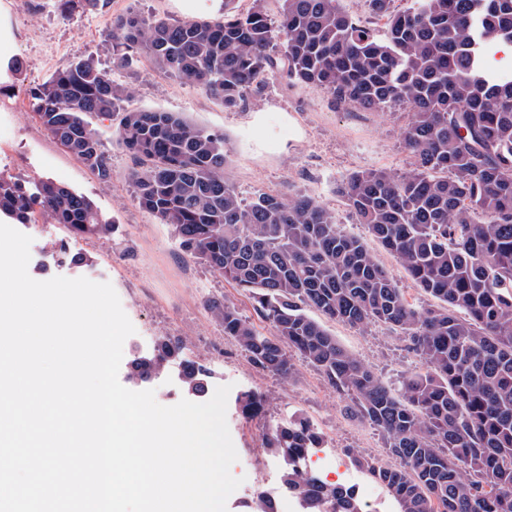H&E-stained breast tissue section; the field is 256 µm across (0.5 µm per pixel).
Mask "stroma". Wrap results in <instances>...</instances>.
<instances>
[{"label":"stroma","mask_w":512,"mask_h":512,"mask_svg":"<svg viewBox=\"0 0 512 512\" xmlns=\"http://www.w3.org/2000/svg\"><path fill=\"white\" fill-rule=\"evenodd\" d=\"M220 7L221 0H195L189 11L182 9L181 0H107L99 10L65 17L56 0H0V25L11 36L9 55L0 57V174L31 190L46 178L65 185L92 200L102 219L113 226L107 237L81 239L41 216L20 225V232L33 239L28 272L39 281L85 277L113 285L135 327L124 342L120 376H127L134 354L150 352L158 338L171 336L182 340L184 359L210 370L208 391L228 385L236 394L246 389L263 393L267 406L262 416L246 419L235 408L227 410L238 453L232 475L279 495L285 465L266 453L263 433L268 422L302 416L317 427L325 450L339 461L340 473L324 472V479L373 487L375 499L391 506L386 490L371 486L351 460L354 451L381 458L385 450L377 431L345 415V398L298 358L289 382L255 370L225 337L211 301L234 299L248 317L253 314L251 305L222 276L190 259L171 227L139 206L129 178L136 163L116 143L118 117L89 119L112 159V176L105 181L57 144L34 119L31 108L3 109L4 103L28 93L72 61L91 55L111 68L107 35L115 16L140 13L168 20H209L218 16ZM17 59L22 71H8V63ZM112 77L134 88V106L175 112L223 135L227 175L242 197L262 192L309 195L346 231L360 237L366 231L340 193L342 182L357 171L403 172L409 167L404 143L408 116L403 110L381 113L340 106L323 90L278 76L269 78L246 104L227 109L198 88L164 74L145 55L133 69L113 70ZM80 254L93 256V264L74 263ZM325 326L345 349L387 380H397L419 364L403 339L386 327L358 329L331 320Z\"/></svg>","instance_id":"stroma-1"}]
</instances>
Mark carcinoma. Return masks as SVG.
<instances>
[{"label": "carcinoma", "instance_id": "1", "mask_svg": "<svg viewBox=\"0 0 512 512\" xmlns=\"http://www.w3.org/2000/svg\"><path fill=\"white\" fill-rule=\"evenodd\" d=\"M224 0L211 20L169 22L119 15L108 37L119 68L148 55L163 72L235 108L266 78L327 91L374 112L403 109L412 168L351 174L341 193L359 223L438 300L417 307L365 242L313 198L260 193L244 199L224 178V138L173 112L131 105L134 90L92 56L29 91L32 110L67 152L108 180L111 164L88 115H120L117 144L136 160L139 205L172 227L181 250L245 294L266 335L226 299L213 303L224 336L254 368L287 381L292 351L340 395L345 413L377 430L389 460L353 454L397 512H512V66L494 68L493 42L512 43V0H367L383 35L356 22L339 0H262L247 13ZM101 0H57L63 16ZM41 215L74 237H105L112 225L90 199L52 180L32 192L0 177V218ZM359 329L379 324L404 338L421 367L394 386L308 315ZM174 365L191 395L208 369L182 359L165 336L131 361V378ZM266 397L239 393L237 412L265 413ZM323 445L304 417L273 424L264 448L285 462L282 482L302 512H366L353 488L320 483L296 459Z\"/></svg>", "mask_w": 512, "mask_h": 512}]
</instances>
